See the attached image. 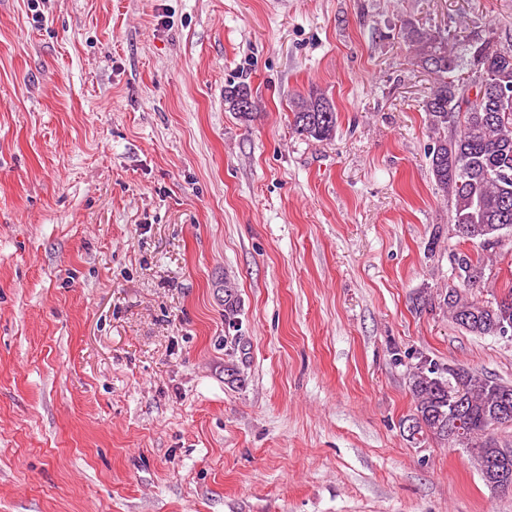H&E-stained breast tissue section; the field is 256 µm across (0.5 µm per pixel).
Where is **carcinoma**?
<instances>
[{
	"instance_id": "1",
	"label": "carcinoma",
	"mask_w": 512,
	"mask_h": 512,
	"mask_svg": "<svg viewBox=\"0 0 512 512\" xmlns=\"http://www.w3.org/2000/svg\"><path fill=\"white\" fill-rule=\"evenodd\" d=\"M414 63L431 78L423 103L425 120L434 134L429 147V169L437 190L448 198L455 231L465 241L492 252L504 233L512 230V48L500 47L494 31L457 35L432 31L413 23L400 31ZM252 99L249 86L225 90V102L235 110L239 98ZM290 128L307 139L330 141L337 112L325 93L311 88L289 102ZM453 270L465 288L485 279L481 258L465 252L452 254ZM439 297L448 320L477 336L512 335V287L492 302L464 297L456 288ZM241 299L224 278V324L241 329ZM466 385L463 433L467 452L478 463L502 458L512 472V448L490 437L495 427L512 423L501 419L503 396L512 384L459 367L440 368L418 357L409 377L415 403L412 418L419 420L410 436L426 435L448 442V397L458 384Z\"/></svg>"
}]
</instances>
